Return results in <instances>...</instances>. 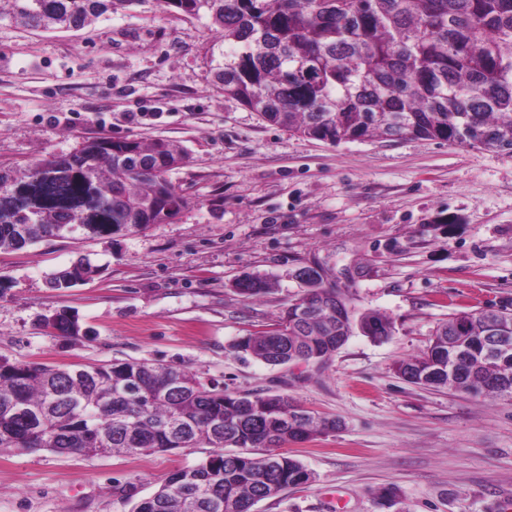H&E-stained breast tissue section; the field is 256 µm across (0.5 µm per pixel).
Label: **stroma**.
<instances>
[{
	"label": "stroma",
	"mask_w": 512,
	"mask_h": 512,
	"mask_svg": "<svg viewBox=\"0 0 512 512\" xmlns=\"http://www.w3.org/2000/svg\"><path fill=\"white\" fill-rule=\"evenodd\" d=\"M224 43L207 18L139 0L79 31L0 24V168L71 152L83 138H164L186 200L164 224L47 239L0 252V358L85 366L148 359L239 393H285L343 426L288 445L311 482L252 512H512V400L416 386L395 363L449 314L512 310V153L404 137L331 145L294 135L225 96ZM88 257L97 273L57 290L51 273ZM317 265L359 311L390 318L354 333L321 370L234 352L271 328ZM246 274L275 283L258 298ZM86 335L43 326L59 310ZM210 452L0 450V512H132Z\"/></svg>",
	"instance_id": "35a3bbf8"
}]
</instances>
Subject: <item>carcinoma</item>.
<instances>
[{
    "instance_id": "cac0c4a2",
    "label": "carcinoma",
    "mask_w": 512,
    "mask_h": 512,
    "mask_svg": "<svg viewBox=\"0 0 512 512\" xmlns=\"http://www.w3.org/2000/svg\"><path fill=\"white\" fill-rule=\"evenodd\" d=\"M134 3L0 0V23L80 30ZM161 3L210 20L224 40L216 81L274 126L330 144L411 136L512 153V0ZM185 159L167 139L92 136L69 154L0 169V252L171 220L186 200L167 173ZM94 272L79 258L49 282L67 289ZM297 278L304 295L280 312L275 327L236 340L234 351L270 366H321L357 330L375 340L391 335L383 315L357 312L316 270L304 267ZM271 288L259 275L236 284L248 298ZM43 323L64 336L82 333L78 317L64 310ZM496 328L512 337V312L453 313L395 372L416 385L512 399V348L491 359L480 354ZM441 363L448 365L444 378L436 376ZM339 427L287 395L231 392L151 360L70 368L0 359V449L135 455L212 447L134 512H250L312 480L286 445Z\"/></svg>"
}]
</instances>
